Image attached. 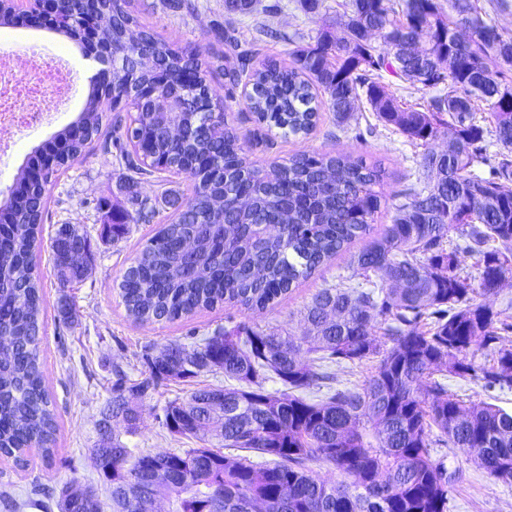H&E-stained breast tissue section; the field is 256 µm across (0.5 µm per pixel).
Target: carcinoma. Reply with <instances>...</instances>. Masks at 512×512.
Listing matches in <instances>:
<instances>
[{
    "mask_svg": "<svg viewBox=\"0 0 512 512\" xmlns=\"http://www.w3.org/2000/svg\"><path fill=\"white\" fill-rule=\"evenodd\" d=\"M259 0H224L225 12L250 14ZM336 37L323 26L314 41L284 37L290 64L251 66L228 31L219 40L236 52L229 83L248 79L246 98L256 121L283 136L309 134L319 112L317 93L336 116L348 118L365 95L379 122L426 146L448 137V153L429 150L419 167L438 171L435 182H416L392 201L384 234L357 255V270L376 280L323 288L305 308L304 336L267 332L247 323L216 328L191 344L171 341L165 357L144 356L150 375L129 382L112 367V399L99 426L128 411L137 428L145 400L162 380L222 373L234 387L198 388L163 410L175 435L199 448L152 453L112 437L98 472L109 481L112 512H139L141 500L163 496L168 512H448L456 472L431 454L452 445L477 460L492 477L512 483V411L466 402L445 379L479 380L486 390L512 389V315L484 298L512 280V34L482 14L475 0H346ZM53 30L105 49L117 64L108 80L93 83L79 120L38 147L19 184L0 201V332L13 347L0 360V456L26 464L37 448L50 460L56 415L41 358L42 282L34 263L48 185L101 134L116 103L134 109L130 122H113L112 147L129 180L168 171L193 182L190 196L135 258L118 285L130 317L172 322L229 304L261 310L287 294L354 240L370 234L381 195V171L361 159L302 152L286 162L257 166L237 130L209 124L196 112L208 87L199 55L157 36L128 9V0H63ZM423 53L414 52L417 41ZM191 71L182 123L190 134L175 143L165 129L174 118L140 102L149 86L161 97L165 79ZM415 86L435 79L448 92L421 109L398 102L381 72ZM148 144L149 154L136 146ZM491 145L498 146L489 154ZM248 189L239 200L238 187ZM158 211L141 201L118 211L101 237L115 241L129 224H151ZM278 224L265 236L266 224ZM198 248L187 257L180 241ZM90 245L79 224H61L51 241L60 284L83 279L64 262V251ZM477 275H462L465 258ZM487 361L476 363L477 355ZM379 357L360 388L335 385V367ZM277 379L282 389L266 390ZM224 407L208 404L215 391ZM221 442L208 448L211 439ZM270 457L264 463L248 453ZM333 465L341 484L320 479L311 464ZM59 512H102L92 487L75 494L61 488Z\"/></svg>",
    "mask_w": 512,
    "mask_h": 512,
    "instance_id": "carcinoma-1",
    "label": "carcinoma"
}]
</instances>
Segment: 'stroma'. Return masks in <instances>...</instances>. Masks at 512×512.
Wrapping results in <instances>:
<instances>
[{
    "label": "stroma",
    "instance_id": "stroma-1",
    "mask_svg": "<svg viewBox=\"0 0 512 512\" xmlns=\"http://www.w3.org/2000/svg\"><path fill=\"white\" fill-rule=\"evenodd\" d=\"M262 2L268 7L267 13L252 16L226 14L224 0H191V9L179 13L171 12L163 0H129L133 15L142 25L201 56L223 50L217 33L230 26L241 47L253 50L254 64L271 59L289 64L288 47L282 42V35L316 36L322 21L304 12L299 0ZM262 26L273 30V37L260 38L258 29ZM32 39L46 45L49 58L68 60L80 71L82 81L71 104L56 115L52 124L16 138L12 159L0 164V194L9 192L35 147L77 121L92 87L91 78L99 69L79 43L51 30L0 27V48L14 49ZM208 85L218 111L236 128L250 159L257 165L282 162L304 150L362 157L368 163L381 165L384 179L380 190L387 199L415 183L421 173V147L380 125L366 98L356 101L353 116L345 127H338L333 112L324 106L319 110L316 128L309 135L285 138L256 123L242 89H229L223 71L209 75ZM167 190L186 197L192 192V183L185 176L164 172L129 184L125 167L103 150L101 141L93 142L51 185L48 215L35 261L43 276L41 350L46 386L58 422L55 453L52 462L46 464L38 452H30L29 464L23 469L13 460L0 458V491L11 495L10 501L0 500V512H58L54 494L62 485L75 482L103 486L104 480L92 462V450L99 443V412L112 396L113 364H120L130 380H139L146 371L142 360L145 351L156 352L171 341L185 342L190 336H206L216 327L229 328L240 322L267 331L285 330L301 335L305 329L304 309L313 296L355 273L354 260L365 245L361 239L266 309L244 311L224 304L175 322H134L118 295V285L160 225L169 221L172 210L162 199ZM142 199L156 205V223L129 225L119 240L102 242L100 233L108 221L109 210L131 212ZM62 224L82 225L93 245V259L84 280L67 289L61 287L53 272L50 251V239ZM63 295L68 297L73 310L68 322L62 321L57 313V301ZM223 383L220 373H204L185 382H162L135 433H127L119 421L114 422L113 430L131 448L165 452L193 447V440L172 435L163 426V409L171 401L186 399L196 388ZM434 455L457 473L448 512H512V484L489 476L460 449L438 446Z\"/></svg>",
    "mask_w": 512,
    "mask_h": 512
}]
</instances>
